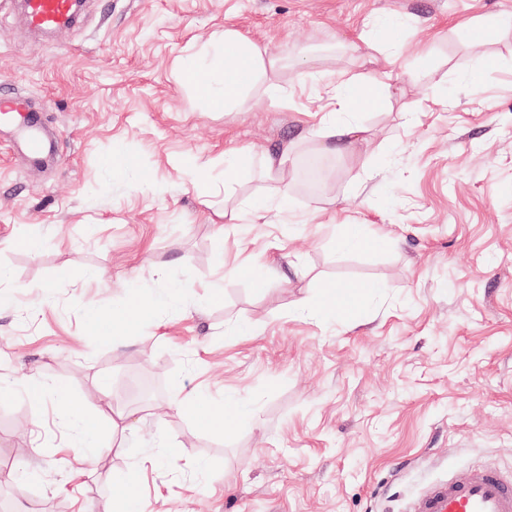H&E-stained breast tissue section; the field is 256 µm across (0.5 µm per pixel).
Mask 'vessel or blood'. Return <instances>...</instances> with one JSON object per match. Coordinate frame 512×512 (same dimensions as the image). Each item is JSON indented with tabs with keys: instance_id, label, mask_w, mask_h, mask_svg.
Masks as SVG:
<instances>
[{
	"instance_id": "vessel-or-blood-1",
	"label": "vessel or blood",
	"mask_w": 512,
	"mask_h": 512,
	"mask_svg": "<svg viewBox=\"0 0 512 512\" xmlns=\"http://www.w3.org/2000/svg\"><path fill=\"white\" fill-rule=\"evenodd\" d=\"M76 18V0H25V19L34 30H63ZM36 126L27 100L1 83L0 129L8 130L16 146L39 159L49 146ZM408 512H512V477L493 468L449 475L412 499Z\"/></svg>"
}]
</instances>
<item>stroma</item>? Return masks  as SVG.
Listing matches in <instances>:
<instances>
[{"instance_id":"1","label":"stroma","mask_w":512,"mask_h":512,"mask_svg":"<svg viewBox=\"0 0 512 512\" xmlns=\"http://www.w3.org/2000/svg\"><path fill=\"white\" fill-rule=\"evenodd\" d=\"M501 17L512 0H89L40 38L0 0V80L55 143L35 165L0 138V378L63 391L0 400V501L114 512L113 474L136 469L143 512H406L448 474L512 476V28L469 80L471 33ZM384 20L401 55L375 46ZM228 28L280 60L279 99L227 111L183 82ZM385 65L369 138L324 152L325 79ZM118 150L134 166L113 171ZM232 150L247 159L228 197ZM284 150L289 209L255 216L244 204ZM307 156L325 165L314 192ZM223 206L240 222L213 223ZM346 216L381 244L340 247ZM329 280L368 286L357 315L298 309ZM133 293L153 304L133 327L89 320ZM150 381L152 398L130 396ZM200 393L248 421L205 429ZM65 403L100 412L112 444L82 475ZM125 405L133 427L113 433Z\"/></svg>"}]
</instances>
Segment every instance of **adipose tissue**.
Masks as SVG:
<instances>
[{
	"label": "adipose tissue",
	"mask_w": 512,
	"mask_h": 512,
	"mask_svg": "<svg viewBox=\"0 0 512 512\" xmlns=\"http://www.w3.org/2000/svg\"><path fill=\"white\" fill-rule=\"evenodd\" d=\"M216 55L217 63L211 67L195 57L186 58L182 64L186 82L210 103L231 111L264 97L277 98L279 61L238 30L225 29ZM390 79L384 71L361 84L337 74L322 117V136L328 151L341 153L365 134L366 127L357 116L383 106L391 93Z\"/></svg>",
	"instance_id": "adipose-tissue-1"
}]
</instances>
